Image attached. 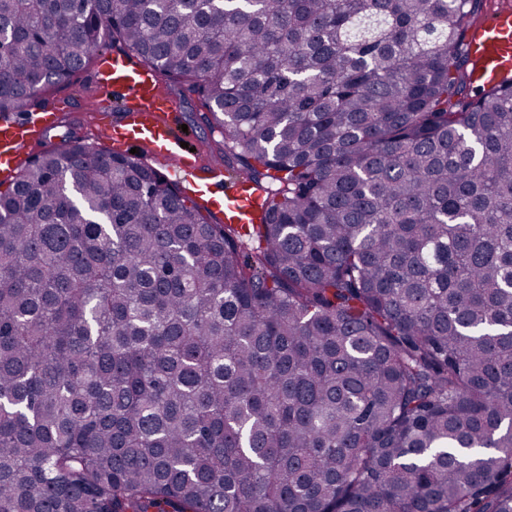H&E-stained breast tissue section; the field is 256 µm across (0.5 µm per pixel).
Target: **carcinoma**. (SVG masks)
Instances as JSON below:
<instances>
[{
  "label": "carcinoma",
  "instance_id": "cac0c4a2",
  "mask_svg": "<svg viewBox=\"0 0 512 512\" xmlns=\"http://www.w3.org/2000/svg\"><path fill=\"white\" fill-rule=\"evenodd\" d=\"M483 0H0V113L114 44L264 191L76 138L0 192V512H512V79ZM507 7L512 9V0L484 1L482 20L467 30L466 46L475 63L472 80L479 85H496L512 74V10ZM207 173L210 179L217 180L216 182L222 186L221 198L224 201L223 208L207 203L206 207L209 209V213L204 212V214L207 215L209 221L214 224H224V217L234 216L235 222L239 220V224H246L248 212L259 202L257 194L249 195L245 191V187L234 179L224 181V175L236 177V171L232 167H224L222 161L211 162Z\"/></svg>",
  "mask_w": 512,
  "mask_h": 512
}]
</instances>
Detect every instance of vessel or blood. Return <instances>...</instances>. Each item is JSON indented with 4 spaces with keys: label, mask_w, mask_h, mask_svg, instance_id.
I'll list each match as a JSON object with an SVG mask.
<instances>
[{
    "label": "vessel or blood",
    "mask_w": 512,
    "mask_h": 512,
    "mask_svg": "<svg viewBox=\"0 0 512 512\" xmlns=\"http://www.w3.org/2000/svg\"><path fill=\"white\" fill-rule=\"evenodd\" d=\"M466 46L474 61V83L492 86L512 74V10L500 9L471 24L466 33ZM96 84L99 94L94 100L95 111H107L114 103L122 114L121 122L108 129L115 145L148 143L166 158L171 181L183 183L198 177L193 153L182 146L184 133L176 118L178 105L173 98L158 92L149 65L132 70L123 57H112L100 64ZM37 134L34 128L0 123V172L16 174L15 152ZM208 174L221 183L225 215L245 220L257 205V197L247 193L238 181L225 178L222 162L210 163Z\"/></svg>",
    "instance_id": "vessel-or-blood-1"
}]
</instances>
